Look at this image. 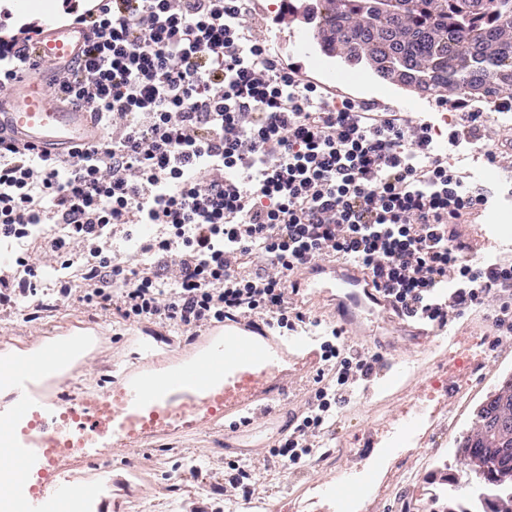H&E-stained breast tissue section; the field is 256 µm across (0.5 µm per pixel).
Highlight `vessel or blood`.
<instances>
[{"instance_id": "obj_1", "label": "vessel or blood", "mask_w": 512, "mask_h": 512, "mask_svg": "<svg viewBox=\"0 0 512 512\" xmlns=\"http://www.w3.org/2000/svg\"><path fill=\"white\" fill-rule=\"evenodd\" d=\"M90 35L83 23L47 19L25 46L36 69L19 73L0 94V130L36 151L57 157L106 140L98 117L68 103L55 89L57 72L78 60ZM299 294L329 298L342 328L363 322L392 325L415 339L430 336L426 326L391 314L367 273L349 263H319L291 280ZM154 341L140 344L143 368L123 370L112 380V412L102 411L97 394L76 401L56 400L33 390L40 369L10 365L9 397L0 405V446L18 464L14 486L20 512H63L77 492L56 464L50 445L59 437L84 442L85 454L99 457L142 440L188 432L207 425L266 422L285 396L288 372L306 376L322 363L317 344L299 336H279L245 319L225 322L208 337L201 355L159 368Z\"/></svg>"}]
</instances>
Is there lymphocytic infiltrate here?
Segmentation results:
<instances>
[{
	"label": "lymphocytic infiltrate",
	"mask_w": 512,
	"mask_h": 512,
	"mask_svg": "<svg viewBox=\"0 0 512 512\" xmlns=\"http://www.w3.org/2000/svg\"><path fill=\"white\" fill-rule=\"evenodd\" d=\"M93 37L58 91L112 127L103 143L49 158L0 135V239L65 224L47 258L93 252L82 294L62 298L128 321L160 320L189 335L235 317L271 329L310 325L292 306L290 278L328 257L369 272L402 314L445 328L489 304L496 336L512 335V263L470 264L456 230L485 207L435 153L430 123L330 104L248 31L245 0H63ZM29 24L0 19V90L24 66ZM154 224L149 267L98 250L102 234ZM0 269V308L36 296L28 256ZM320 345L324 367L304 411L292 414L272 457L305 463L350 388L378 356L342 341Z\"/></svg>",
	"instance_id": "1"
}]
</instances>
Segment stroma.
Wrapping results in <instances>:
<instances>
[{
    "mask_svg": "<svg viewBox=\"0 0 512 512\" xmlns=\"http://www.w3.org/2000/svg\"><path fill=\"white\" fill-rule=\"evenodd\" d=\"M271 2L248 0L247 28L262 30L285 63L298 67L303 79L322 83L323 69L311 67L304 56L293 50V26L287 17L277 18L270 13ZM326 68L350 75L349 80L335 85L336 97L357 99L367 106L390 104L411 118L428 120L433 127L435 149L448 153L457 169L466 173L467 183L491 188L496 203L512 194V123L496 119L495 103L482 100L478 106L487 114L481 128L482 142L494 151L496 160L476 162L469 153V142H460L456 147L448 143L447 123L457 118L455 97L418 96L412 88L385 81L370 69L348 68L337 57L329 59ZM491 220L492 210L485 207L458 225V232L471 246L470 258L476 261L494 256L512 260V239L486 233L485 226ZM451 328L459 336L487 339V356L476 373V382L466 390L459 378L448 373V352L438 337L417 342L393 335L380 346L373 336L345 331L350 345L383 356L392 368L387 384L356 383L349 403L337 409L334 422L313 437L314 447L336 450L333 473L314 472L306 481H297V466L275 461L269 454L279 438L278 423L273 420L256 431L258 446L246 456L226 452L223 431L202 426L174 438L142 441L136 449L113 452L105 460H81L73 463L67 474L73 479L91 475L99 485L108 487L106 512H131L135 502L139 503L140 512H253L250 502L235 490H227L220 500L210 493V484L223 481L235 462L251 471L255 488L267 496L271 505L288 502L295 506L305 501L309 512H325L326 488L339 485L345 476L369 478L373 460L387 455L393 446L408 464L400 471V485L381 496L369 495L371 512H430L429 492L438 486L440 475L455 471V442L470 430L475 407L512 375V340L500 342L493 336L486 306H478L456 319ZM173 333V328L159 321L128 322L115 311L94 310L69 299L49 311L33 312L24 307L0 311V360L23 357L31 341L79 342L84 348L83 366L68 376L62 390L81 398L102 390L104 383L98 372L101 362L135 365L134 337H165ZM435 381L447 388L449 420L418 423L413 425L410 438L394 440L389 446L380 442L376 435L380 423L397 414L409 396Z\"/></svg>",
    "mask_w": 512,
    "mask_h": 512,
    "instance_id": "obj_1",
    "label": "stroma"
}]
</instances>
